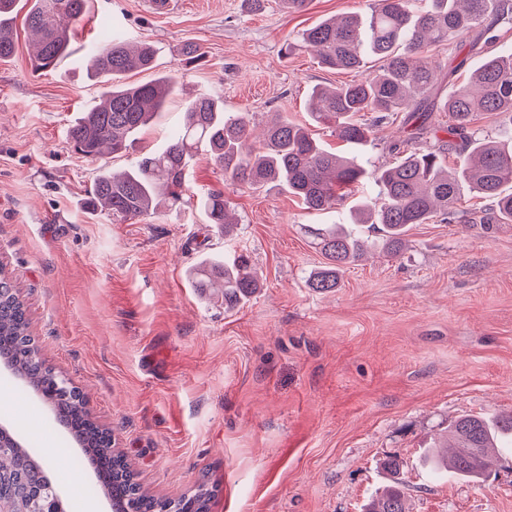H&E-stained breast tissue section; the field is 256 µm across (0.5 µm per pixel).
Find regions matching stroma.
Segmentation results:
<instances>
[{
    "instance_id": "1",
    "label": "stroma",
    "mask_w": 512,
    "mask_h": 512,
    "mask_svg": "<svg viewBox=\"0 0 512 512\" xmlns=\"http://www.w3.org/2000/svg\"><path fill=\"white\" fill-rule=\"evenodd\" d=\"M368 4L308 0L293 13L279 0L259 10L179 0L156 15L142 0H90L71 53L48 75L32 73L25 17L15 18L16 52L0 61V267L48 365L82 389L156 496L179 497L205 476L209 512H362L387 478L382 460L396 454L412 512H512L511 448L480 483L419 464L456 417L512 410V223L416 225L401 256L370 254L320 294L308 277L324 259L305 228L334 223L336 210L310 215L285 190L234 185L205 154L190 164L182 205L128 221L83 207L100 168L126 171L168 144L194 97L249 113L257 143L270 113L309 122L313 87L365 73L320 67L298 35ZM103 17L122 38L158 47V73L181 69L187 42L207 63L184 71L180 94L133 150L90 160L69 148L66 130L100 95L85 47ZM407 136L398 120L375 128L366 166L391 162ZM211 192L239 221L232 237L198 204ZM241 251L261 276L245 304L225 309L188 281L201 259ZM6 383L0 423L37 457L49 453L34 440L46 431L80 459L79 470L50 477L67 501L82 500L96 484L82 448L23 382Z\"/></svg>"
}]
</instances>
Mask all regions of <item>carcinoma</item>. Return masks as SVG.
Here are the masks:
<instances>
[{"instance_id": "carcinoma-1", "label": "carcinoma", "mask_w": 512, "mask_h": 512, "mask_svg": "<svg viewBox=\"0 0 512 512\" xmlns=\"http://www.w3.org/2000/svg\"><path fill=\"white\" fill-rule=\"evenodd\" d=\"M18 0H0V60L16 51L12 20ZM89 0H32L25 22L33 32L30 60L48 73L70 52V25L81 20ZM512 31V0H373L369 13L325 19L301 34V43L316 53L318 63L331 70H358L373 58L378 66L364 79L311 92L310 119L332 125L336 137L358 147L368 141L372 126L397 115L414 127L412 147L396 161L368 170L355 153L337 154L317 142L308 129L279 112L263 130L264 147L251 142L246 112L224 111V102L206 96L189 101L185 123L162 150L140 157L122 173L99 171L87 192L84 208L114 218L135 219L150 214L157 197L174 206L183 199L184 170L200 151L209 153L225 179L248 186L284 187L301 198L308 211L320 212L343 202L355 184L367 179L376 188L353 206L354 226L319 224L312 228L314 244L324 265L309 278L320 294L338 287L344 270L371 251L400 255L405 236L416 224L438 217L450 224H486L494 217L512 222V144L476 127L479 114L496 116L512 128V47L497 49ZM455 45L447 73L436 72L432 56L442 44ZM484 55L473 70L472 82L447 97L438 83ZM87 55L90 77L102 87L99 102L71 124L67 144L85 158L122 153L143 128L163 111L178 84V75L165 74L141 84H128L130 72L156 68L157 48L151 43L130 45L99 24L98 38ZM184 66L205 62L196 43L181 49ZM435 111L448 113L451 141L432 140L428 120ZM372 112V123L359 119ZM456 150L465 161L455 170L443 165V154ZM486 201L479 211L469 196ZM209 221L228 236L230 219L222 193L202 200ZM202 292L219 287L224 307L233 309L258 288L249 258L243 254L213 258L192 269ZM0 360L7 361L34 389H44L49 369L38 354L18 286L0 271ZM56 420L81 442L95 461L98 486L112 498L115 512H208L212 488L200 480L188 495L158 498L134 480L125 460L105 452L106 438L85 411L75 391L50 395ZM512 439V413L463 415L438 434L425 451L422 464L432 472L446 470L462 479L479 480L495 460V448ZM391 485L373 498L365 512H409L403 491L404 461L388 455L382 462ZM43 465L23 448L0 455V496L30 512L47 495Z\"/></svg>"}]
</instances>
